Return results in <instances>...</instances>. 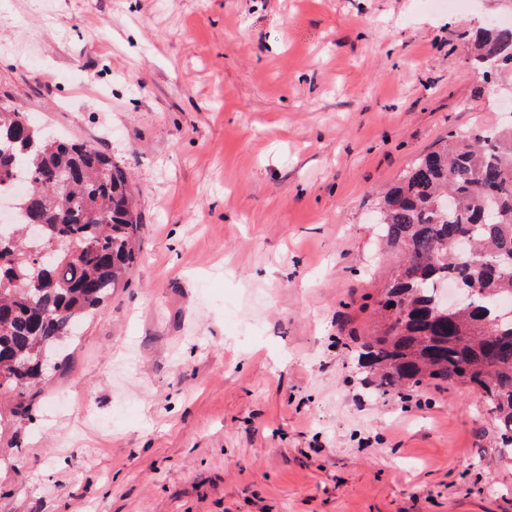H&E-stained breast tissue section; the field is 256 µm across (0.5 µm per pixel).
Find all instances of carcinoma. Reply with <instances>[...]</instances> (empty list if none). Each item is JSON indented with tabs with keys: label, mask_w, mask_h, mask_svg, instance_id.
<instances>
[{
	"label": "carcinoma",
	"mask_w": 512,
	"mask_h": 512,
	"mask_svg": "<svg viewBox=\"0 0 512 512\" xmlns=\"http://www.w3.org/2000/svg\"><path fill=\"white\" fill-rule=\"evenodd\" d=\"M488 88L512 75V26L490 25L469 39ZM27 172L17 222L0 237V392L40 379L39 354L73 335L76 323L129 279L140 231L124 164L85 143L56 138L20 112H0V192ZM379 232L404 254L359 357L384 395L434 382L480 394L500 444L512 451V123L450 134L419 156L378 197ZM44 228L64 242L40 270L23 237ZM475 247L487 255L469 257ZM454 281L469 303L439 305L437 284Z\"/></svg>",
	"instance_id": "1"
}]
</instances>
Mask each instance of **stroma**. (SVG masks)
I'll return each instance as SVG.
<instances>
[{"mask_svg": "<svg viewBox=\"0 0 512 512\" xmlns=\"http://www.w3.org/2000/svg\"><path fill=\"white\" fill-rule=\"evenodd\" d=\"M512 0H0V108L129 166L128 283L0 396V512H512L462 387L383 396L354 333L377 192L497 129L466 42Z\"/></svg>", "mask_w": 512, "mask_h": 512, "instance_id": "stroma-1", "label": "stroma"}]
</instances>
